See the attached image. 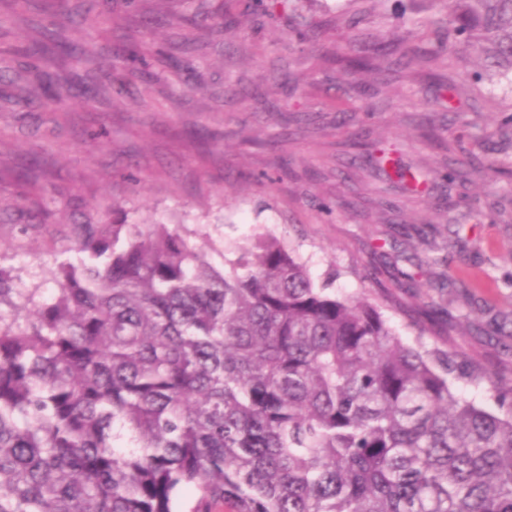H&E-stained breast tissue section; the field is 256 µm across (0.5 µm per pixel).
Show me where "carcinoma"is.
Listing matches in <instances>:
<instances>
[{
    "instance_id": "cac0c4a2",
    "label": "carcinoma",
    "mask_w": 512,
    "mask_h": 512,
    "mask_svg": "<svg viewBox=\"0 0 512 512\" xmlns=\"http://www.w3.org/2000/svg\"><path fill=\"white\" fill-rule=\"evenodd\" d=\"M69 0H44L51 25ZM379 44L352 20L341 80L396 64L484 59L512 84V0H431ZM115 58L126 90L163 36ZM55 38L0 43V101L65 112L78 95L25 60ZM80 212L57 292L11 302L0 271V512H512V379L451 349L406 342L367 295L336 294L279 237L224 247V268L180 224ZM413 287L397 272L387 305ZM486 385L493 406L457 378Z\"/></svg>"
}]
</instances>
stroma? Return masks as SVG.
I'll list each match as a JSON object with an SVG mask.
<instances>
[{
	"label": "stroma",
	"mask_w": 512,
	"mask_h": 512,
	"mask_svg": "<svg viewBox=\"0 0 512 512\" xmlns=\"http://www.w3.org/2000/svg\"><path fill=\"white\" fill-rule=\"evenodd\" d=\"M200 12L239 17L224 30L177 20L173 0H70L67 35L91 46L97 63L63 70L82 96L70 112H0V271L19 294L50 297L71 227L12 210L20 198L75 197L184 225L191 244L223 266L226 245L269 232L289 241L315 281L335 273L341 294L372 289L374 268L394 265L423 282L390 311L408 342L450 333L455 350L478 368L512 378V355L497 330L512 331V175L492 181L481 139L448 133L450 109L480 125L512 116V86L496 70L471 84L465 70L415 66L363 74L367 94L343 93L334 58L349 15L380 37L403 17L431 11L429 0H193ZM161 19L176 48L155 55L143 80L120 97L106 60L127 43L133 18ZM191 57L189 76L172 62ZM453 77L452 100L438 98ZM375 103L362 111L361 100ZM38 155L30 180L14 169ZM465 160V186L449 187V158ZM410 169L418 187L400 181ZM479 195L480 213L448 221ZM451 267L459 285L429 282Z\"/></svg>",
	"instance_id": "35a3bbf8"
}]
</instances>
